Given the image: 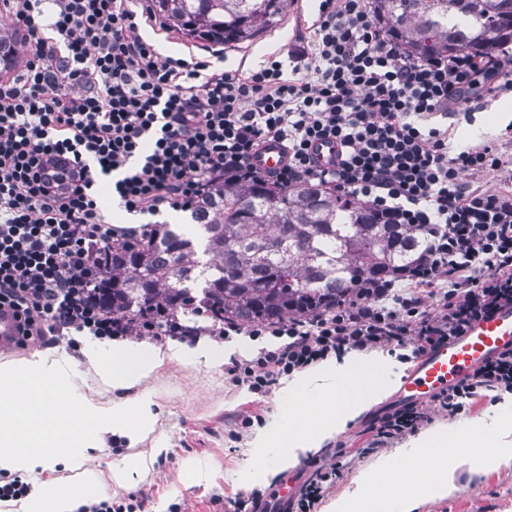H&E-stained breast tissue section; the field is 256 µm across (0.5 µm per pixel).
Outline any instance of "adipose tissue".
Wrapping results in <instances>:
<instances>
[{
	"mask_svg": "<svg viewBox=\"0 0 512 512\" xmlns=\"http://www.w3.org/2000/svg\"><path fill=\"white\" fill-rule=\"evenodd\" d=\"M279 344L273 337L247 335L222 344L201 336L191 344L170 340L162 345L128 337L87 336L76 358L64 351L36 350L18 362L1 364L0 471L31 474L51 458L77 464L87 449L99 447L108 436L136 447L156 429L155 401L145 385L164 364L213 368L231 356L260 348L271 350ZM89 376L114 391L111 405L78 395V388ZM386 393L385 383L377 376L354 377L346 364L326 362L284 388L285 424L258 429L254 443L259 448L279 449L280 468L291 467L299 453L320 447L342 432L348 421ZM462 445L463 452H452L442 434L424 438L421 450L426 459L423 477L428 494L447 495L459 469L486 473L512 458V446L492 448L487 440L471 434ZM399 470L396 461H379L363 474L360 491L337 503L336 512H387V503L371 496L369 489L379 475H394ZM83 495L80 487L40 484L18 512H75Z\"/></svg>",
	"mask_w": 512,
	"mask_h": 512,
	"instance_id": "obj_1",
	"label": "adipose tissue"
}]
</instances>
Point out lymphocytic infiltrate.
Instances as JSON below:
<instances>
[{
    "label": "lymphocytic infiltrate",
    "mask_w": 512,
    "mask_h": 512,
    "mask_svg": "<svg viewBox=\"0 0 512 512\" xmlns=\"http://www.w3.org/2000/svg\"><path fill=\"white\" fill-rule=\"evenodd\" d=\"M51 5L44 21L42 2ZM30 48L0 80V310L35 338L181 333L176 312L140 317L99 304V249L127 237L105 217L99 177L127 212L193 206L208 184L244 173L281 188L316 183L420 233L426 247L401 281L355 288L320 313L251 327L227 321L214 335L284 337L235 365L264 393L332 354L448 343L512 304V189L467 185L469 170H498L492 146L448 153L439 119L461 105L512 95V71L493 55L407 56L375 21L369 0H321L306 45L248 72L165 55L141 33L134 0H0ZM280 143L275 172L254 159ZM335 142L325 165L316 143ZM512 391V350L475 368L436 400L464 410L481 392ZM422 413L386 415L371 449L414 433Z\"/></svg>",
    "instance_id": "lymphocytic-infiltrate-1"
}]
</instances>
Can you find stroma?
I'll use <instances>...</instances> for the list:
<instances>
[{"mask_svg": "<svg viewBox=\"0 0 512 512\" xmlns=\"http://www.w3.org/2000/svg\"><path fill=\"white\" fill-rule=\"evenodd\" d=\"M318 9L319 0H284L273 24L260 27L248 40L225 45V70L257 68L269 53L299 44ZM510 111L512 97L504 95L488 98L471 118L449 117L453 129L451 145L456 149L480 143L495 145L505 168H512V120L506 117ZM474 118L486 121L485 132L477 136L471 132L470 121ZM146 388L158 404L155 438L162 447L159 455H152L147 443L124 448L108 440L89 449L81 465L48 461L44 470L29 475V482L69 487L84 484L90 478L94 488L88 493V500H130L136 504V512H246L253 491L269 494L287 480L294 487H301L312 473V463L331 462L339 451L344 467L319 506L320 512H335L337 500L358 491L359 474L381 458L400 459L406 466L395 482L378 487L379 495L416 490L419 469L412 460L418 456L427 434L455 437L479 427L500 438L512 429L505 421L512 411V394L503 392L494 400L477 398L456 415L435 404L424 408L426 420L416 433L395 440L379 453H366L371 428L396 407L389 394L349 422L335 439L299 455L293 467L278 469L277 449H266L272 473L267 482L256 485L244 481L240 473L256 453L252 443L254 428L275 425L281 419L280 386H273L269 393L256 394L235 380L229 365L208 369L174 362L165 364ZM245 418L251 419V427H241ZM116 465L129 469L125 486H115L110 479ZM417 512H512V459L485 474L457 471L451 493L423 500Z\"/></svg>", "mask_w": 512, "mask_h": 512, "instance_id": "obj_1", "label": "stroma"}]
</instances>
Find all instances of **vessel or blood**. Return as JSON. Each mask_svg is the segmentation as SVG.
<instances>
[{
	"label": "vessel or blood",
	"mask_w": 512,
	"mask_h": 512,
	"mask_svg": "<svg viewBox=\"0 0 512 512\" xmlns=\"http://www.w3.org/2000/svg\"><path fill=\"white\" fill-rule=\"evenodd\" d=\"M510 349L512 304H506L494 316L475 322L462 336L422 355L396 400L405 405L432 403L435 394L451 388L478 365Z\"/></svg>",
	"instance_id": "b4317fda"
}]
</instances>
